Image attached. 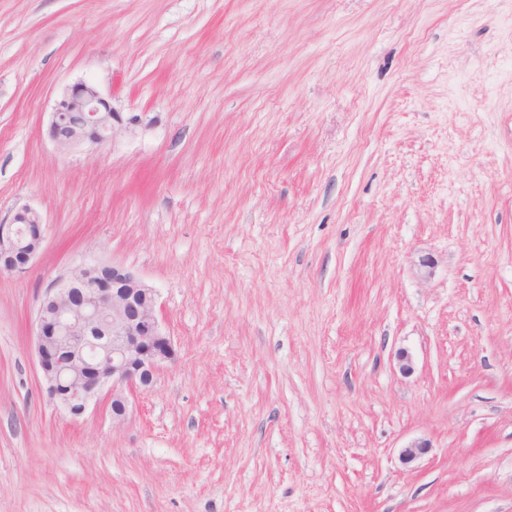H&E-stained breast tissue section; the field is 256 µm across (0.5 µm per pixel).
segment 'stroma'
Listing matches in <instances>:
<instances>
[{"label": "stroma", "mask_w": 512, "mask_h": 512, "mask_svg": "<svg viewBox=\"0 0 512 512\" xmlns=\"http://www.w3.org/2000/svg\"><path fill=\"white\" fill-rule=\"evenodd\" d=\"M79 80L132 128L61 154ZM24 206L0 512H512V0H0V224ZM82 261L178 350L121 425L38 373ZM14 223L27 224L24 235L23 224H0V270L1 273H21L28 270L42 249L45 238V224L42 216L30 207H22L16 214ZM432 448L430 442L425 439H414L408 442L404 447L400 448L398 459L405 467L417 462L424 457Z\"/></svg>", "instance_id": "stroma-1"}]
</instances>
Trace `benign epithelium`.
<instances>
[{
    "label": "benign epithelium",
    "instance_id": "1",
    "mask_svg": "<svg viewBox=\"0 0 512 512\" xmlns=\"http://www.w3.org/2000/svg\"><path fill=\"white\" fill-rule=\"evenodd\" d=\"M122 122L98 89L80 81L55 105L49 137L66 153L85 144L113 138ZM15 220L26 224L24 235L14 225L0 224V271L28 270L42 249V216L23 207ZM112 272V286L95 288L99 272ZM35 351L42 386L49 400L72 418L82 416L107 392L112 423H124L131 397L149 391L158 371L174 361L176 347L158 312L157 291L130 270L115 264L83 262L46 289L35 318ZM425 439L399 449L406 467L430 450Z\"/></svg>",
    "mask_w": 512,
    "mask_h": 512
}]
</instances>
